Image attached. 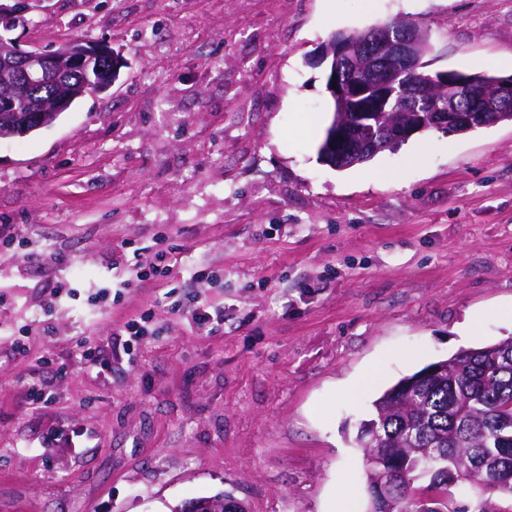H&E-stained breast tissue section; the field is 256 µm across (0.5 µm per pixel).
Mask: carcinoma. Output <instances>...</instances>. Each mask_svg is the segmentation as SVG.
Masks as SVG:
<instances>
[{"label": "carcinoma", "mask_w": 512, "mask_h": 512, "mask_svg": "<svg viewBox=\"0 0 512 512\" xmlns=\"http://www.w3.org/2000/svg\"><path fill=\"white\" fill-rule=\"evenodd\" d=\"M493 92L499 77L465 75ZM45 85L20 96L13 112L51 105ZM352 122L362 138L381 137L387 120ZM355 441L369 470L368 512H512V336L456 352L400 379L372 402ZM445 493L439 504L415 496V484ZM467 484L479 493L476 510L454 494Z\"/></svg>", "instance_id": "cac0c4a2"}]
</instances>
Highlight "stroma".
Returning <instances> with one entry per match:
<instances>
[{"label": "stroma", "instance_id": "1", "mask_svg": "<svg viewBox=\"0 0 512 512\" xmlns=\"http://www.w3.org/2000/svg\"><path fill=\"white\" fill-rule=\"evenodd\" d=\"M26 48L124 65L0 141V512L367 510L354 442L400 378L512 334V122L318 155L331 34L426 26L430 71L512 76V0H43ZM167 251L162 279L129 280ZM224 309L197 328L193 310ZM152 313L135 359L126 321ZM28 346L15 351L16 340ZM346 127L347 126H345L343 124L341 126L340 134L336 137V121H335V125L329 134L328 144L324 148L328 160L335 166L338 165L341 167H350L355 164L358 165V164L365 163V162L369 161L371 158H373L376 154H378L382 151H385V150L395 149L405 142V141L394 142V143L390 144L389 147H387L379 152H377V151L380 150L381 148H374L370 152L371 153L377 152V153L371 157L369 155L367 157V159L362 161L363 154L360 151H355L352 149H347V150L339 149V144L345 140L347 133H348V130ZM358 162H360V163H358Z\"/></svg>", "mask_w": 512, "mask_h": 512}]
</instances>
